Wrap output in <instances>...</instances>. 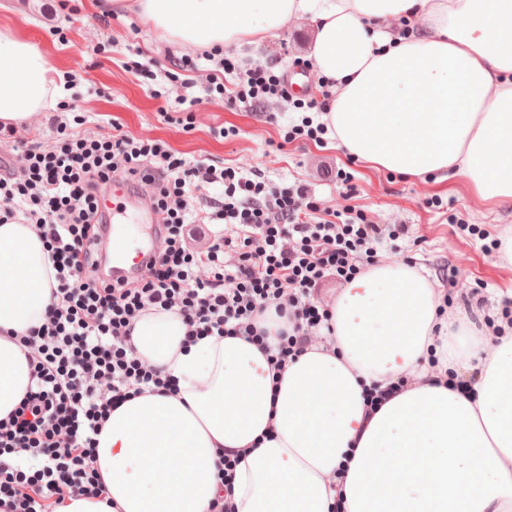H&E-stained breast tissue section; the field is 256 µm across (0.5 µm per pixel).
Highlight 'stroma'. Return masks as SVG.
Listing matches in <instances>:
<instances>
[{"instance_id":"obj_1","label":"stroma","mask_w":512,"mask_h":512,"mask_svg":"<svg viewBox=\"0 0 512 512\" xmlns=\"http://www.w3.org/2000/svg\"><path fill=\"white\" fill-rule=\"evenodd\" d=\"M56 3L0 0V27L35 42L59 70L73 75L65 97L85 116L86 135L109 131L117 120L133 135L165 140L192 159L207 158L247 176L258 173L277 186L302 181L321 207L340 212L355 206L374 223L407 225L408 237L381 247L380 259L412 257L430 283L450 270L460 292L477 288L493 303L512 298V266L491 248L512 227V210L482 198L463 178L436 174L407 181L349 158L331 141L283 144L289 125L299 119L291 103L274 99L255 110L207 95L214 64L206 60L185 81L169 83L167 73L178 71L187 50L159 38L137 10L116 17L86 12L76 0L64 9ZM312 41L311 23L297 21L234 54L264 65L295 61L306 69ZM138 56L154 61L152 74L126 69V62ZM157 90L162 93L158 99L153 96ZM165 105L192 112L193 130L186 133L161 120ZM340 168L352 173L351 186L336 180ZM466 224L478 225L480 235L463 232Z\"/></svg>"}]
</instances>
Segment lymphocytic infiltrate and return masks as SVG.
Wrapping results in <instances>:
<instances>
[{"label": "lymphocytic infiltrate", "instance_id": "lymphocytic-infiltrate-1", "mask_svg": "<svg viewBox=\"0 0 512 512\" xmlns=\"http://www.w3.org/2000/svg\"><path fill=\"white\" fill-rule=\"evenodd\" d=\"M202 59L214 57L207 51ZM217 62L210 89L231 101L315 106L291 99L270 66ZM231 73L239 81L229 89ZM58 107L65 116L51 143L18 141L21 164H0V223L33 225L55 271L42 322L16 339L31 378L18 406L0 419V512H59L78 497L103 498L96 438L112 410L147 391L177 389L171 375L136 354L131 339L140 317L177 313L188 343L245 337L279 373L312 347H333L331 308L317 300L319 285L352 280L375 263L381 244L408 234L405 225L374 223L360 209L342 218L320 208L303 184L247 178L117 122L87 136L72 103ZM117 178L149 196L164 232L145 274L115 285L99 274V244L109 222L101 199ZM270 308L288 321L273 345L256 325Z\"/></svg>", "mask_w": 512, "mask_h": 512}]
</instances>
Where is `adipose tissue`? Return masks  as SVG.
I'll return each instance as SVG.
<instances>
[{"mask_svg": "<svg viewBox=\"0 0 512 512\" xmlns=\"http://www.w3.org/2000/svg\"><path fill=\"white\" fill-rule=\"evenodd\" d=\"M133 6L167 41L218 56L309 20L332 90L318 121L338 148L406 179L463 177L512 210V0L87 3L116 16ZM63 84L41 49L0 29L1 124L55 107ZM53 274L30 225L0 224V418L30 384L10 336L41 321ZM439 304L417 269L378 262L336 298L335 352L306 351L278 377L244 338L187 347L178 314L142 316L135 350L179 391L112 412L96 445L110 501L78 498L64 512H208L223 448L243 453L236 512H512V330L488 345ZM433 356L474 376L470 396L432 385ZM405 373L416 384L367 415L366 388Z\"/></svg>", "mask_w": 512, "mask_h": 512, "instance_id": "ef3b65f1", "label": "adipose tissue"}]
</instances>
